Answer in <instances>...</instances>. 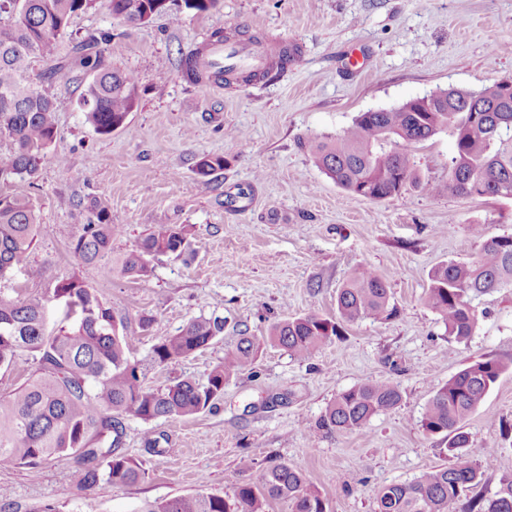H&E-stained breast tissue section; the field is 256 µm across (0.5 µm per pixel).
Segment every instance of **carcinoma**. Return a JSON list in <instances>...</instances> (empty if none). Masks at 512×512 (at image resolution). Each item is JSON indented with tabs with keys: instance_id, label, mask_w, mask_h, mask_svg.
I'll use <instances>...</instances> for the list:
<instances>
[{
	"instance_id": "obj_1",
	"label": "carcinoma",
	"mask_w": 512,
	"mask_h": 512,
	"mask_svg": "<svg viewBox=\"0 0 512 512\" xmlns=\"http://www.w3.org/2000/svg\"><path fill=\"white\" fill-rule=\"evenodd\" d=\"M102 1L112 16L131 25L149 22L173 7L204 12L221 0H0V142L9 156L0 161V183L37 176L55 141L56 107L51 96L30 81L36 60L46 63L44 79L60 70L61 43L71 19ZM112 32L91 34L69 48L70 64L91 73L82 97L87 121L101 135L127 128L137 106L132 73L104 64L105 44ZM446 133L455 151L448 169V192L463 197H512V97L499 95L493 84L479 91L455 89L436 98L423 112L411 102L362 112L335 135L310 144L314 165L352 195L385 200L409 186L429 192L435 185L421 181L414 155L416 145ZM199 174L224 169L221 157L204 156ZM38 218L29 199L0 191V280L15 270L31 280L42 276L29 258ZM123 228L112 223L107 202L93 197L86 218L71 236V249L85 264L112 253V241ZM191 226L157 224L138 247L116 260L120 273L132 280L150 275L148 257L183 255L190 248ZM426 305L458 342L472 335L477 324L473 299L501 288H512V235L490 237L470 262H446L429 272ZM62 310L49 326V306ZM49 301L6 298L0 294V370H8L26 353L36 365L23 386L0 393V466L31 469L63 455H75L83 466L74 481L91 488L137 482L141 464L119 452L122 430L117 415L145 422L190 417L211 408L224 384L252 365L260 341L245 333L224 353L205 384L179 380L161 390L139 383L138 368L129 359L130 337L123 320L78 277L53 289ZM339 319L315 313L289 317L271 326L266 341L289 356L310 358L332 337L340 335L339 320H388L397 316L387 281L372 269H353L336 298ZM224 330L218 319L198 317L179 332L155 344L154 359L165 364L186 358L208 346ZM505 366L494 359L477 360L438 387L421 419L431 434H445L443 452L450 463L415 479L391 483L375 493L376 512H448L449 505L477 488L492 467L495 450L482 459L467 451L469 438L462 422L485 398ZM399 386L389 380L367 382L342 391L326 407L313 434L364 428L376 415L401 403ZM270 500H286L290 512H326L320 490L296 467L285 462L265 467L256 483L241 482L233 500L216 493H192L165 501L146 502L140 512H265ZM468 512H512V477L500 480L490 495L476 494Z\"/></svg>"
}]
</instances>
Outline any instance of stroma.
<instances>
[{
  "mask_svg": "<svg viewBox=\"0 0 512 512\" xmlns=\"http://www.w3.org/2000/svg\"><path fill=\"white\" fill-rule=\"evenodd\" d=\"M107 29V64L136 77L129 127L103 136L87 122L81 98L90 77L78 68L48 82L56 140L37 178L4 187L34 206L30 262L42 277L15 272L0 294L45 299L59 282L82 277L123 318L129 357L154 390L185 378L206 382L240 330L261 337L294 314L335 317L338 290L360 265L387 279L399 314L345 323L306 360L266 347L195 416H120V450L145 471L136 483L78 488L71 456L35 472L0 467L9 491L0 512H139L145 502L196 491L229 498L236 481H257L274 461L302 470L328 512H374L378 488L446 464L442 436L421 427L423 412L438 387L484 358L506 369L464 422L468 450L476 459L496 451L487 491L512 477V288L474 300L478 322L465 343L446 335L424 302L431 269L472 260L487 238L512 234V198L450 194L453 141L444 133L414 150L434 191L411 187L382 201L337 186L309 152L311 140L342 131L359 113L512 79V0H222L137 26L101 5L74 16L63 42ZM217 31L281 38L304 60L273 80L190 84L182 58ZM204 156L223 157V170L199 175ZM93 196L125 227L113 255L134 249L156 224L192 225L188 252L150 258L144 281L122 277L111 257L82 263L70 239ZM197 317L224 320L223 332L189 357L157 363L154 345ZM376 380L399 384L397 408L360 430L312 436L338 393Z\"/></svg>",
  "mask_w": 512,
  "mask_h": 512,
  "instance_id": "obj_1",
  "label": "stroma"
}]
</instances>
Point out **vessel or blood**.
I'll return each instance as SVG.
<instances>
[{"mask_svg": "<svg viewBox=\"0 0 512 512\" xmlns=\"http://www.w3.org/2000/svg\"><path fill=\"white\" fill-rule=\"evenodd\" d=\"M300 54L291 44L277 40L264 43L257 40L220 42L210 39L201 44V51L193 58L197 71L208 76L224 70H247L254 73L264 71L272 64L294 66L299 63Z\"/></svg>", "mask_w": 512, "mask_h": 512, "instance_id": "obj_1", "label": "vessel or blood"}]
</instances>
